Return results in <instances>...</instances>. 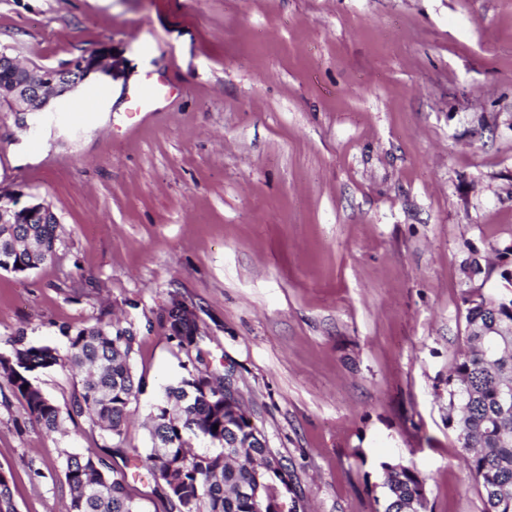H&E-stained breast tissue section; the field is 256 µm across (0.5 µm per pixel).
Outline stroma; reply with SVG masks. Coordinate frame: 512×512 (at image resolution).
I'll use <instances>...</instances> for the list:
<instances>
[{
  "instance_id": "obj_1",
  "label": "stroma",
  "mask_w": 512,
  "mask_h": 512,
  "mask_svg": "<svg viewBox=\"0 0 512 512\" xmlns=\"http://www.w3.org/2000/svg\"><path fill=\"white\" fill-rule=\"evenodd\" d=\"M121 62L39 133L0 99V191L48 203L54 258L0 271V356L65 351L120 320L147 382L115 440L46 432L0 377V470L17 512H62L63 464L144 449L183 354L162 308L193 307L212 361L287 466L302 512H376L384 464L430 512H483L448 426L466 330L461 267L512 245V0H0V52L63 70ZM177 88L127 117L150 74ZM61 408L69 369L37 373Z\"/></svg>"
}]
</instances>
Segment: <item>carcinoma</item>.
Here are the masks:
<instances>
[{"instance_id": "1", "label": "carcinoma", "mask_w": 512, "mask_h": 512, "mask_svg": "<svg viewBox=\"0 0 512 512\" xmlns=\"http://www.w3.org/2000/svg\"><path fill=\"white\" fill-rule=\"evenodd\" d=\"M53 211L29 215L20 224H0V270L24 274L52 259L59 240ZM466 288L464 350L448 373V426L458 432L466 452V474L479 487L485 512H512V401L502 390L512 384V299L476 296ZM164 309L160 325L185 352V370L168 384L151 408V445L124 452L123 464L144 469L151 493L168 512H255L254 502L239 490L251 485L270 453L249 441L246 421L224 428V373L204 350L196 324ZM136 337L130 327L85 326L68 336L67 354L49 346H21L0 356V374L24 400L31 418L48 432L58 431L64 416L85 415L113 436L122 435L130 404L145 380L132 371ZM69 366L82 375V392L72 408L60 407L34 383L33 374ZM204 441L208 447L194 448ZM380 512H415L426 498L424 479L409 467L385 464ZM64 475L69 499L64 512H141L128 492L124 469L101 460L69 454ZM260 501L274 512H294L280 502L276 481L263 479ZM0 512H17L9 479L0 471Z\"/></svg>"}]
</instances>
